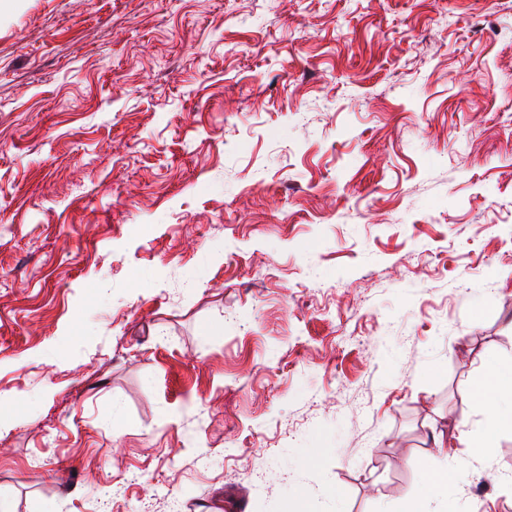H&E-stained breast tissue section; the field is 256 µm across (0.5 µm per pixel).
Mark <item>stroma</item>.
<instances>
[{
  "instance_id": "stroma-1",
  "label": "stroma",
  "mask_w": 512,
  "mask_h": 512,
  "mask_svg": "<svg viewBox=\"0 0 512 512\" xmlns=\"http://www.w3.org/2000/svg\"><path fill=\"white\" fill-rule=\"evenodd\" d=\"M512 0L0 9L7 512H512ZM506 397L508 406H504ZM474 399L487 416L486 430L512 426V365L486 368L474 387ZM427 492L409 500L406 509L402 512H434L432 511V499H440V511L456 512V505L448 499V467L432 466L426 471ZM431 496V497H430Z\"/></svg>"
}]
</instances>
